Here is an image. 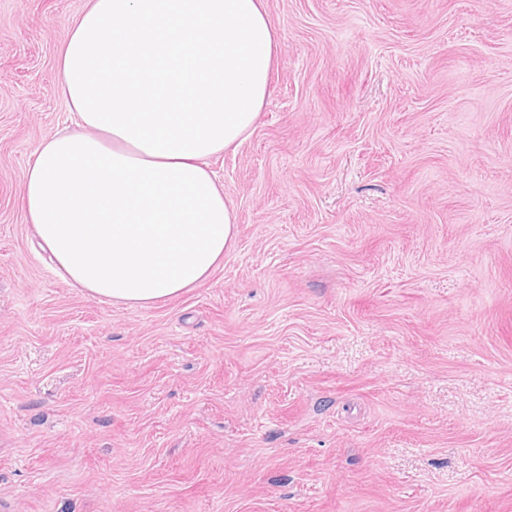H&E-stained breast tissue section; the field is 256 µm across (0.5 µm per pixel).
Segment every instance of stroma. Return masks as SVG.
<instances>
[{
  "mask_svg": "<svg viewBox=\"0 0 512 512\" xmlns=\"http://www.w3.org/2000/svg\"><path fill=\"white\" fill-rule=\"evenodd\" d=\"M86 0H0V512H512V0H265L199 287L65 283L21 206Z\"/></svg>",
  "mask_w": 512,
  "mask_h": 512,
  "instance_id": "35a3bbf8",
  "label": "stroma"
}]
</instances>
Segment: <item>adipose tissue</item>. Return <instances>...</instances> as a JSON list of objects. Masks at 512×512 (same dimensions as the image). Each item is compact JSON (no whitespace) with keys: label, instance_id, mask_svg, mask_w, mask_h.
Here are the masks:
<instances>
[{"label":"adipose tissue","instance_id":"adipose-tissue-1","mask_svg":"<svg viewBox=\"0 0 512 512\" xmlns=\"http://www.w3.org/2000/svg\"><path fill=\"white\" fill-rule=\"evenodd\" d=\"M276 51L263 0H88L58 55L77 128L21 197L64 281L144 306L208 279L237 221L209 161L250 134Z\"/></svg>","mask_w":512,"mask_h":512}]
</instances>
